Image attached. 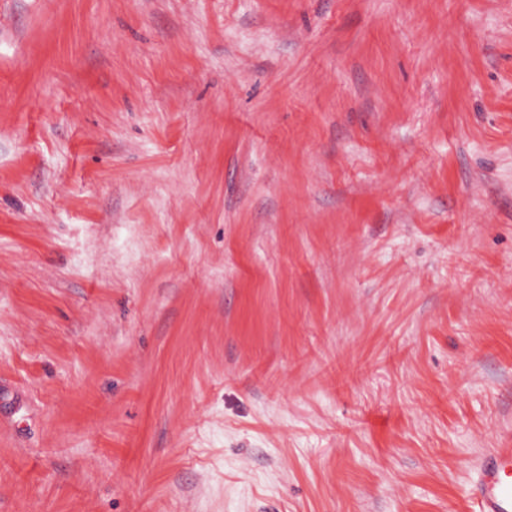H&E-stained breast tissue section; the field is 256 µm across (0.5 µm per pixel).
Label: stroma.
Returning <instances> with one entry per match:
<instances>
[{"label": "stroma", "mask_w": 512, "mask_h": 512, "mask_svg": "<svg viewBox=\"0 0 512 512\" xmlns=\"http://www.w3.org/2000/svg\"><path fill=\"white\" fill-rule=\"evenodd\" d=\"M512 446V0H0V512H471Z\"/></svg>", "instance_id": "35a3bbf8"}]
</instances>
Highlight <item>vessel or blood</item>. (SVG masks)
<instances>
[{
  "label": "vessel or blood",
  "mask_w": 512,
  "mask_h": 512,
  "mask_svg": "<svg viewBox=\"0 0 512 512\" xmlns=\"http://www.w3.org/2000/svg\"><path fill=\"white\" fill-rule=\"evenodd\" d=\"M473 499L475 512H512V448H496L485 457Z\"/></svg>",
  "instance_id": "1"
}]
</instances>
